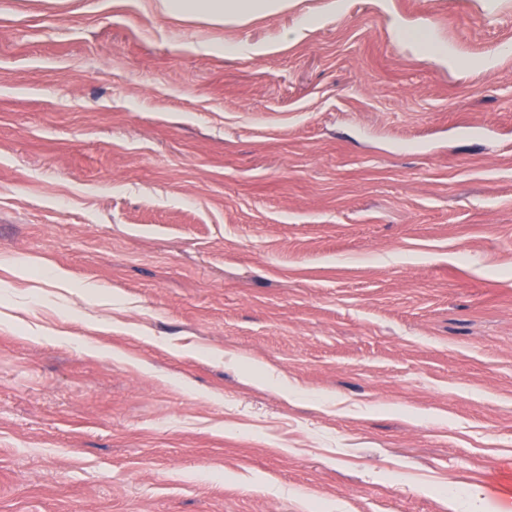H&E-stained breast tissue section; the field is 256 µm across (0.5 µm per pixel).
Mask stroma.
<instances>
[{
  "instance_id": "stroma-1",
  "label": "stroma",
  "mask_w": 512,
  "mask_h": 512,
  "mask_svg": "<svg viewBox=\"0 0 512 512\" xmlns=\"http://www.w3.org/2000/svg\"><path fill=\"white\" fill-rule=\"evenodd\" d=\"M329 3L0 0V512H512V0ZM152 7L179 21L213 28L240 25L254 18L286 13L299 0H152ZM396 33L400 41L411 46L422 47L430 56L438 61L448 60V52L441 53L430 40L429 36L421 29H408L397 27Z\"/></svg>"
}]
</instances>
